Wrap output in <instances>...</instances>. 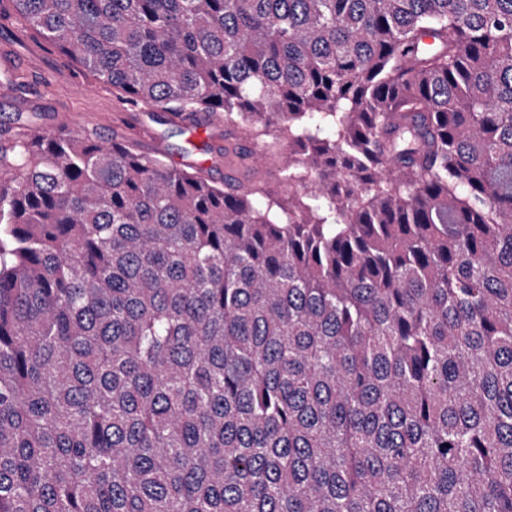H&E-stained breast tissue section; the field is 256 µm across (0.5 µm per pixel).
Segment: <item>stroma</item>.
Masks as SVG:
<instances>
[{
	"label": "stroma",
	"mask_w": 512,
	"mask_h": 512,
	"mask_svg": "<svg viewBox=\"0 0 512 512\" xmlns=\"http://www.w3.org/2000/svg\"><path fill=\"white\" fill-rule=\"evenodd\" d=\"M0 43L11 45L19 54L36 56L38 70L33 79L42 85L29 104L0 100V129L13 125L20 114L35 115L47 130L56 129L66 114L72 128L92 131L105 141L131 139L133 131L140 129L150 136L138 144L144 155H160L185 168L203 166L213 181L227 187L264 179L274 190H281L275 171L244 145L238 128L215 121L205 112L187 121H159L155 113L120 102L111 86L100 83L74 59L24 27L0 30Z\"/></svg>",
	"instance_id": "obj_1"
}]
</instances>
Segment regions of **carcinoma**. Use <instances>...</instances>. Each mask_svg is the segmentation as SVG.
I'll use <instances>...</instances> for the list:
<instances>
[{"instance_id": "obj_1", "label": "carcinoma", "mask_w": 512, "mask_h": 512, "mask_svg": "<svg viewBox=\"0 0 512 512\" xmlns=\"http://www.w3.org/2000/svg\"><path fill=\"white\" fill-rule=\"evenodd\" d=\"M288 197L0 135V512H512V0H0Z\"/></svg>"}]
</instances>
